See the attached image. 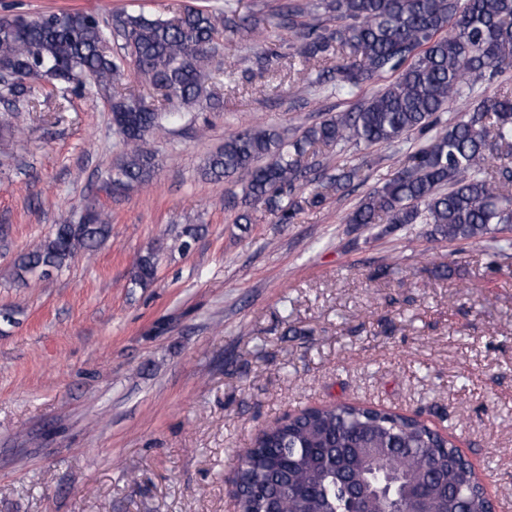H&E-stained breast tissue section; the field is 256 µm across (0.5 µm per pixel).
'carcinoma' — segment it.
Wrapping results in <instances>:
<instances>
[{"label": "carcinoma", "mask_w": 512, "mask_h": 512, "mask_svg": "<svg viewBox=\"0 0 512 512\" xmlns=\"http://www.w3.org/2000/svg\"><path fill=\"white\" fill-rule=\"evenodd\" d=\"M336 20L330 26L320 13ZM274 27L292 32L307 59H333L315 83L355 94L384 74L393 82L288 138L256 124L224 136L201 175L210 181L244 178L235 223L253 224L257 207L294 223L304 206L320 207L359 179V168L325 164L346 144L393 146L410 133L428 135L406 155L404 168L366 194L348 223L430 224L451 242L512 229V92L480 99L455 121L440 114L473 79L512 72V0H284ZM260 38L253 16L224 0V12L185 4L169 15L121 11L103 21L92 12L59 11L0 17V66L23 84L4 87L0 100V156L21 132L42 82L81 89L111 88L134 65L166 100L191 106L211 99L205 79L219 37ZM116 40V51L102 45ZM112 126L126 152L101 191L114 195L152 182L158 163L147 148L172 112L144 97H111ZM111 225L93 206L79 224H56L19 255L20 278L48 280L81 250L92 252ZM159 249L140 255L130 284L146 286L157 272ZM372 487L356 501L349 476ZM429 487L430 512H486L487 502L462 451L425 421L384 408L338 403L306 408L261 431L249 452L240 489L242 512H393L408 508L405 487Z\"/></svg>", "instance_id": "obj_1"}]
</instances>
